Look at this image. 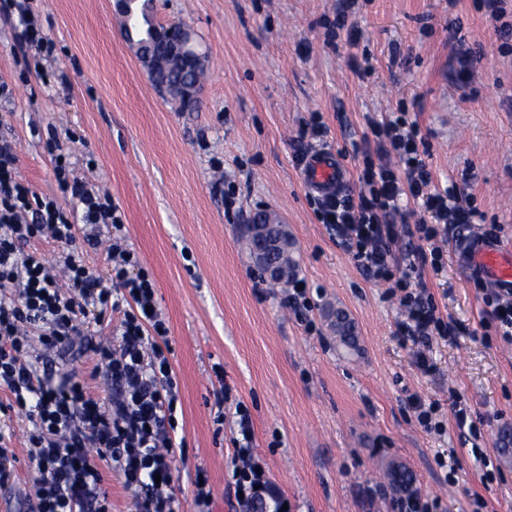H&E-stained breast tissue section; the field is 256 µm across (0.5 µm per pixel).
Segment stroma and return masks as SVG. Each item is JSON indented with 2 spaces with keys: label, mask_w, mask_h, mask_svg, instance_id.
Masks as SVG:
<instances>
[{
  "label": "stroma",
  "mask_w": 512,
  "mask_h": 512,
  "mask_svg": "<svg viewBox=\"0 0 512 512\" xmlns=\"http://www.w3.org/2000/svg\"><path fill=\"white\" fill-rule=\"evenodd\" d=\"M28 2L53 48L36 54L16 17L0 13V81L10 89L0 109L13 114L18 175L68 206L52 174L53 137L72 151L77 174L119 206L169 327L187 443L173 462L178 495L190 498L200 465L214 512H238L226 483L233 430L218 434L212 423L219 362L250 410L255 452L288 512H393V463L412 471L431 512H512V444L498 442L512 428V344L484 321L470 262L450 242L442 270L425 272L459 332L433 340L434 368L423 370L397 334L396 299L319 223L294 159L302 129L320 114L323 149L357 187L366 116L404 108L425 140L434 186L455 184L512 246V51L501 52L479 0H359L353 44L325 38L336 0H156V20L190 24L209 59L190 112L154 87L115 0ZM261 210L288 228L313 330L250 254L247 226ZM332 308L348 314L356 348L332 332ZM413 395L438 404L443 435L419 425ZM457 398L477 437L458 430ZM12 426L0 512L8 503L37 512L27 421ZM441 453L454 469L438 465Z\"/></svg>",
  "instance_id": "1"
}]
</instances>
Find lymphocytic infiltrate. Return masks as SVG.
Masks as SVG:
<instances>
[{
    "mask_svg": "<svg viewBox=\"0 0 512 512\" xmlns=\"http://www.w3.org/2000/svg\"><path fill=\"white\" fill-rule=\"evenodd\" d=\"M367 126L372 140L362 148L358 191L316 198V215L360 270L396 297L402 341L455 336L457 324L439 315L423 275L442 269L443 242L467 247L464 230L477 211L456 187L433 188L425 142L405 110L368 118ZM52 164L68 206L20 181L15 147L0 139V390L7 394L0 414L29 423L26 460L39 510L112 512L103 487L108 469L129 491L130 512H213L205 469L195 471L190 502L174 488L172 462L186 441L178 436V377L155 283L129 248L110 194L73 176L67 155L54 152ZM411 204L422 219L410 221ZM403 237L412 246L400 256L395 246ZM102 239L103 276L85 258ZM48 245L55 260L46 257ZM107 318L112 337L104 340L94 326ZM74 350L93 361L107 397L93 396L75 372L64 371ZM234 404L228 482L241 512H252L273 491L254 451L250 411Z\"/></svg>",
    "mask_w": 512,
    "mask_h": 512,
    "instance_id": "f902f5d3",
    "label": "lymphocytic infiltrate"
}]
</instances>
